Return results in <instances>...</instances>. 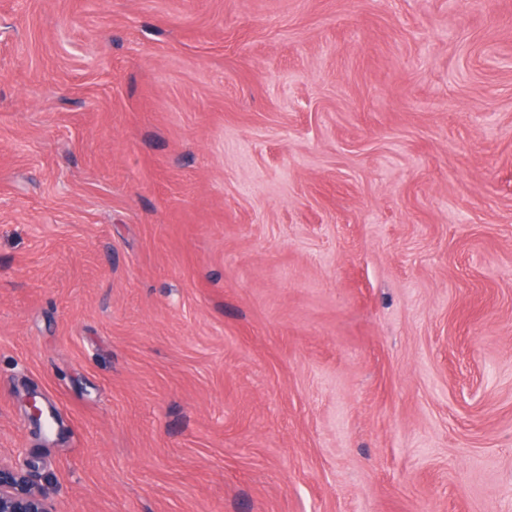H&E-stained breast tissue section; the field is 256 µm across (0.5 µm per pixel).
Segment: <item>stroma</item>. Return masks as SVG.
Listing matches in <instances>:
<instances>
[{
  "mask_svg": "<svg viewBox=\"0 0 512 512\" xmlns=\"http://www.w3.org/2000/svg\"><path fill=\"white\" fill-rule=\"evenodd\" d=\"M0 459L512 512V0H0ZM25 413L29 423L39 434H42V430L45 429L51 431L52 424L58 425V418L52 406L38 404L33 394L26 400Z\"/></svg>",
  "mask_w": 512,
  "mask_h": 512,
  "instance_id": "obj_1",
  "label": "stroma"
}]
</instances>
